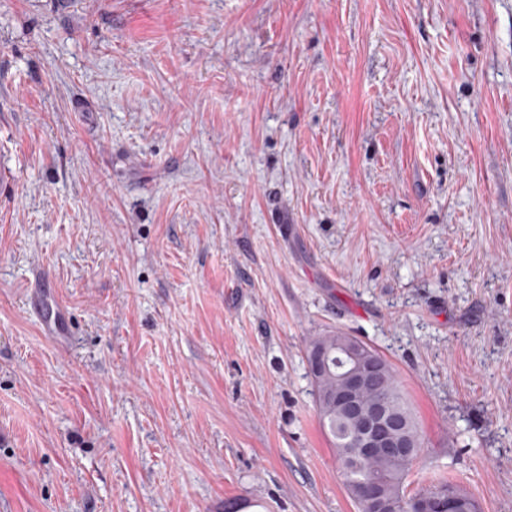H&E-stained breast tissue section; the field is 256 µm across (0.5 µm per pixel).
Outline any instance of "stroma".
Returning a JSON list of instances; mask_svg holds the SVG:
<instances>
[{"mask_svg":"<svg viewBox=\"0 0 512 512\" xmlns=\"http://www.w3.org/2000/svg\"><path fill=\"white\" fill-rule=\"evenodd\" d=\"M336 329L512 512V0H0V512H355ZM31 310L36 314L45 329L51 336H71L68 327V313L59 301L57 292L48 279V276L36 272L31 284L27 299Z\"/></svg>","mask_w":512,"mask_h":512,"instance_id":"stroma-1","label":"stroma"}]
</instances>
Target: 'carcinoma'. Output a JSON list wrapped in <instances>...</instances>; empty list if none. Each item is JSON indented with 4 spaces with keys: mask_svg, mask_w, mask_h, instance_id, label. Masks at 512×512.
Returning <instances> with one entry per match:
<instances>
[{
    "mask_svg": "<svg viewBox=\"0 0 512 512\" xmlns=\"http://www.w3.org/2000/svg\"><path fill=\"white\" fill-rule=\"evenodd\" d=\"M344 341L360 348L361 355L378 366L377 376L361 393V406L368 409L384 401L398 423L399 435L414 447V456H419L423 450V439L416 418L402 393L391 363L384 356L373 347L335 330L313 337L309 342L308 356L325 349L334 357ZM309 373L315 387L318 413L331 438L343 483L357 512L368 509L365 488L371 484L377 486L390 512H420L418 505L422 501L434 499L445 504L450 494L455 497L453 512H479L475 497L449 481L442 480L422 491H409L406 478L411 460L408 456H378L367 460L353 458L347 449L352 447L355 426L345 416L336 414L335 396L339 384L336 364H331L323 376L316 374L312 368Z\"/></svg>",
    "mask_w": 512,
    "mask_h": 512,
    "instance_id": "cac0c4a2",
    "label": "carcinoma"
}]
</instances>
